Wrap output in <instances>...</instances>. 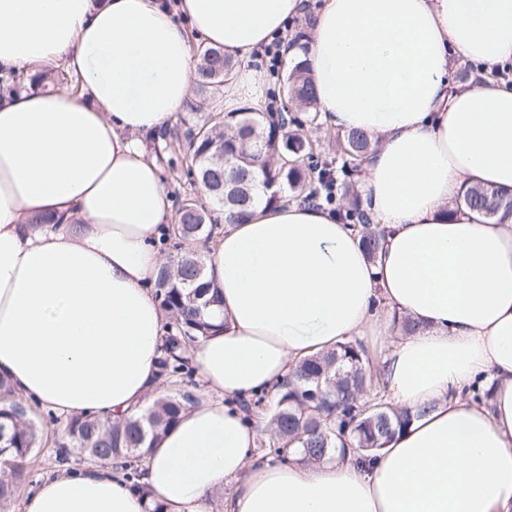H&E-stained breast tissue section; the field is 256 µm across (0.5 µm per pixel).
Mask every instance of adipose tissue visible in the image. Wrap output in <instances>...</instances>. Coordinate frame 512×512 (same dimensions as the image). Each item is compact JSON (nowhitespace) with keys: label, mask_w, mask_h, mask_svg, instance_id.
Listing matches in <instances>:
<instances>
[{"label":"adipose tissue","mask_w":512,"mask_h":512,"mask_svg":"<svg viewBox=\"0 0 512 512\" xmlns=\"http://www.w3.org/2000/svg\"><path fill=\"white\" fill-rule=\"evenodd\" d=\"M304 0H0V75L66 64L83 92L0 96V375L61 418L117 421L159 394L168 319L153 295L173 222L151 140L197 79L190 37L235 67L224 109L267 105L255 63ZM319 121L379 146L358 190L385 244L368 260L323 208L255 205L207 251L223 327L191 361L199 399L146 449L45 476L22 512H512V218L457 199L512 189V0H321L305 47ZM482 65L453 81L458 62ZM419 323L392 329L393 318ZM384 338L393 406L426 416L387 448L259 461L243 402L298 363ZM487 400L467 397L473 384Z\"/></svg>","instance_id":"ef3b65f1"}]
</instances>
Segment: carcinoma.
<instances>
[{
	"label": "carcinoma",
	"mask_w": 512,
	"mask_h": 512,
	"mask_svg": "<svg viewBox=\"0 0 512 512\" xmlns=\"http://www.w3.org/2000/svg\"><path fill=\"white\" fill-rule=\"evenodd\" d=\"M197 89L217 90L234 68L224 51L208 47L198 54ZM306 62L295 63L281 76L288 85L289 99L306 112L305 123L318 124L315 90L306 76ZM288 112H251L244 108L229 112L218 122L202 121L189 131L191 157L187 165L190 183L210 176L223 178L225 193H209L223 205L230 221L248 216L250 209L264 201L268 205L302 202L333 207L336 218L361 226L359 244L369 260L376 259L385 233L370 222L354 191V177L373 148L371 136L361 131H337L333 137L334 157L315 155V145L299 129ZM462 206L484 219H504L512 215V190L474 188L466 191ZM213 232L211 211L199 203L181 205L169 240L180 252L176 261L166 263L157 281L156 298L170 318L177 334L165 339L158 361V378L190 375L188 357L191 342L210 333V310L222 302L217 287L203 282L204 259L182 250L187 241L208 240ZM367 351L359 343H343L332 351L318 353L302 361L284 385L269 420L274 437L261 441L255 454L262 460L280 459L283 448L300 447L302 460L319 462L337 450V442L349 435L356 448L372 454L387 447L394 436L414 418L424 414L398 409L379 400L380 386L367 370ZM0 508L10 502L14 488L27 480L23 462L38 447L40 429L28 408L12 395L8 382L0 378ZM190 399L164 395L135 418L103 423L82 416L71 419L65 438L56 443L55 462L69 463L68 449L101 464L118 463L127 478L138 477L135 463L143 449L173 424Z\"/></svg>",
	"instance_id": "carcinoma-1"
}]
</instances>
